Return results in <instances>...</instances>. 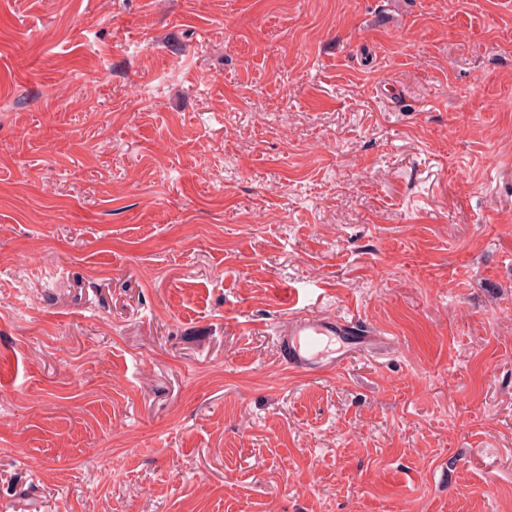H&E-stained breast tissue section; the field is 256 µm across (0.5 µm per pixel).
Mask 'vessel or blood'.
<instances>
[{
  "mask_svg": "<svg viewBox=\"0 0 512 512\" xmlns=\"http://www.w3.org/2000/svg\"><path fill=\"white\" fill-rule=\"evenodd\" d=\"M387 342L359 320L327 317L303 307L280 333L279 356L292 371L320 375L342 368L354 352L374 351Z\"/></svg>",
  "mask_w": 512,
  "mask_h": 512,
  "instance_id": "vessel-or-blood-1",
  "label": "vessel or blood"
}]
</instances>
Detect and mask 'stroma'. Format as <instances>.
I'll return each mask as SVG.
<instances>
[{"label":"stroma","instance_id":"stroma-1","mask_svg":"<svg viewBox=\"0 0 512 512\" xmlns=\"http://www.w3.org/2000/svg\"><path fill=\"white\" fill-rule=\"evenodd\" d=\"M0 512H512V0H0ZM389 338L357 319L327 317L299 308L280 332L283 365L301 375H320L342 368L356 351H376Z\"/></svg>","mask_w":512,"mask_h":512}]
</instances>
